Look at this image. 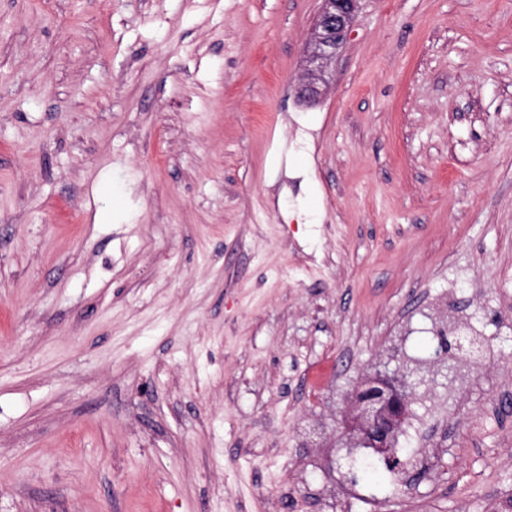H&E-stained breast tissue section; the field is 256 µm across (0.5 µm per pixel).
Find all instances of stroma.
<instances>
[{
	"label": "stroma",
	"instance_id": "stroma-1",
	"mask_svg": "<svg viewBox=\"0 0 512 512\" xmlns=\"http://www.w3.org/2000/svg\"><path fill=\"white\" fill-rule=\"evenodd\" d=\"M320 5L0 0V512H512V0H360L306 105ZM448 335V336H447ZM438 337L440 356L448 363V358L454 359L456 352H464L469 357L479 358L482 345L484 343L482 336H467L460 333L456 324L448 321L447 331L441 332ZM403 379L384 373L366 378L348 398L346 426L350 434L377 453L392 459L396 435L409 414L412 391L425 383L415 373L402 374Z\"/></svg>",
	"mask_w": 512,
	"mask_h": 512
}]
</instances>
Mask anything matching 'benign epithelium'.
I'll return each mask as SVG.
<instances>
[{"label":"benign epithelium","instance_id":"1","mask_svg":"<svg viewBox=\"0 0 512 512\" xmlns=\"http://www.w3.org/2000/svg\"><path fill=\"white\" fill-rule=\"evenodd\" d=\"M322 6L304 45L307 72L298 87L300 99L313 103L323 94L325 68L344 44L359 0H321ZM440 357L452 359L457 352L472 358L481 355L484 343L481 336L459 332L453 322L448 331L438 336ZM425 383V378L407 373L404 378L377 373L355 387L348 398L346 426L358 441L392 459L396 435L409 414L412 391Z\"/></svg>","mask_w":512,"mask_h":512}]
</instances>
